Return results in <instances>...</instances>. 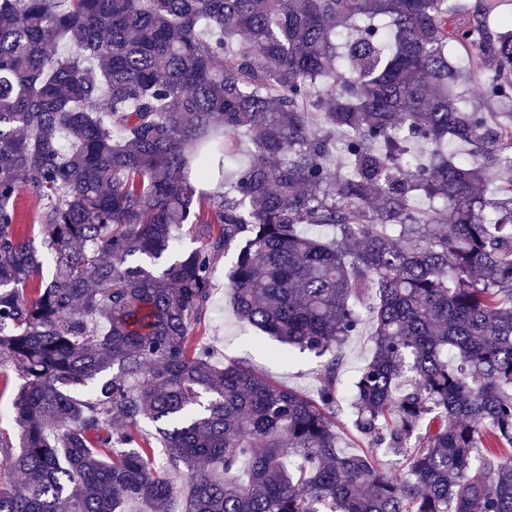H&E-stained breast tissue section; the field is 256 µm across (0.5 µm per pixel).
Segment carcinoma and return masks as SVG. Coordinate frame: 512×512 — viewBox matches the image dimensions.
<instances>
[{"label":"carcinoma","mask_w":512,"mask_h":512,"mask_svg":"<svg viewBox=\"0 0 512 512\" xmlns=\"http://www.w3.org/2000/svg\"><path fill=\"white\" fill-rule=\"evenodd\" d=\"M495 11L0 0V512H172L174 474L178 512H512V126L456 67L512 102ZM231 249L237 315L322 359L316 394L194 341ZM370 328H365L358 336H353L345 346L338 365V378L340 384V402L336 407V421L340 427L350 424L348 417V384L351 376L365 364L373 351V343L370 339Z\"/></svg>","instance_id":"cac0c4a2"}]
</instances>
